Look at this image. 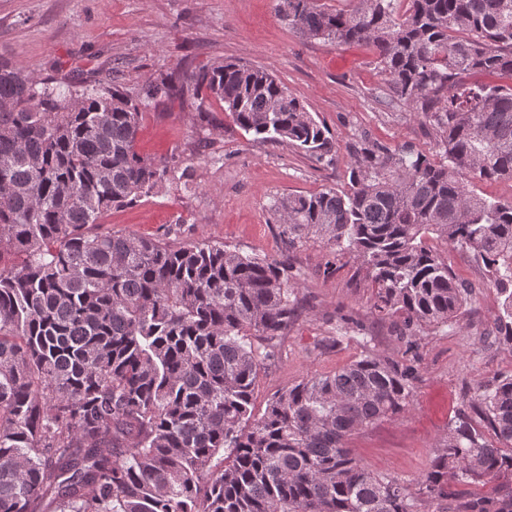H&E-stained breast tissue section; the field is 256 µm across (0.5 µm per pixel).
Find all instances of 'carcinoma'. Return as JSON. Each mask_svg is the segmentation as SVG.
<instances>
[{"instance_id": "cac0c4a2", "label": "carcinoma", "mask_w": 512, "mask_h": 512, "mask_svg": "<svg viewBox=\"0 0 512 512\" xmlns=\"http://www.w3.org/2000/svg\"><path fill=\"white\" fill-rule=\"evenodd\" d=\"M306 39L364 43L389 105L433 130L435 155L363 140L347 189L269 202L288 249L313 239L366 270L374 312L403 336L445 326L473 292L426 245L470 252L501 298L512 349V0H277ZM485 73L494 83L467 86ZM186 84L248 134L332 161L324 123L265 68L222 63ZM184 84V85H186ZM162 76L134 100L106 78L45 82L0 61V512H512V375L466 391L415 491L346 448L405 413L417 369L368 353L276 392L254 414L262 361L296 321L297 276L209 239L95 232L167 181L143 156V112L184 91ZM265 342L258 352L252 337ZM492 485L466 499L461 485Z\"/></svg>"}]
</instances>
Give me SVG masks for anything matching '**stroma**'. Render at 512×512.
<instances>
[{"label": "stroma", "instance_id": "1", "mask_svg": "<svg viewBox=\"0 0 512 512\" xmlns=\"http://www.w3.org/2000/svg\"><path fill=\"white\" fill-rule=\"evenodd\" d=\"M0 58L41 78L108 75L132 97L159 76L181 79L224 61L272 71L329 128L333 163L256 141L216 99L207 100L204 118L193 96L165 101L144 113L136 149L156 159L179 154L194 170L195 190L163 184L137 205L105 213L97 229L161 237L176 226L184 237L220 241L299 271L302 314L261 366L255 413L277 390L332 373L366 349L402 359L405 344L373 314L372 290L357 264L314 240L287 251L267 211L275 197L344 189L352 147L362 139L431 152V129L383 103L388 84L371 46L304 38L280 20L274 0H0ZM447 257L472 284L470 301L459 320L418 334L420 379L409 410L347 441L367 470L412 488L429 470L465 387L512 374V352L487 338L500 304L482 265L454 249ZM343 315L358 331L338 347H320Z\"/></svg>", "mask_w": 512, "mask_h": 512}]
</instances>
